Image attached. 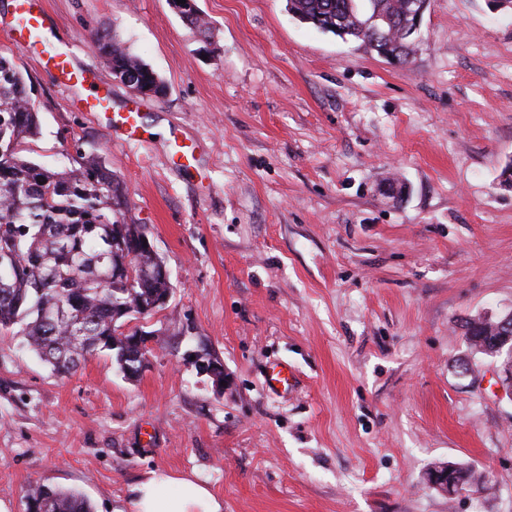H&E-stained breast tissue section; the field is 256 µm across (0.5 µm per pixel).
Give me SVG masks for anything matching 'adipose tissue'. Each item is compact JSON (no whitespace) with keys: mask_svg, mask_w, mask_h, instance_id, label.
<instances>
[{"mask_svg":"<svg viewBox=\"0 0 512 512\" xmlns=\"http://www.w3.org/2000/svg\"><path fill=\"white\" fill-rule=\"evenodd\" d=\"M130 512H224V499L185 474L151 470L129 488Z\"/></svg>","mask_w":512,"mask_h":512,"instance_id":"1","label":"adipose tissue"}]
</instances>
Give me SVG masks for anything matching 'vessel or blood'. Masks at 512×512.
Here are the masks:
<instances>
[{
  "label": "vessel or blood",
  "instance_id": "1",
  "mask_svg": "<svg viewBox=\"0 0 512 512\" xmlns=\"http://www.w3.org/2000/svg\"><path fill=\"white\" fill-rule=\"evenodd\" d=\"M43 4L44 0H14L10 31L15 46L43 58L45 67L62 83L91 86L92 92L84 101L86 110H106L110 96L97 88V72L89 67L76 66L68 47L50 46ZM141 119L138 109L120 112L111 120L108 130L123 138L134 139L141 128Z\"/></svg>",
  "mask_w": 512,
  "mask_h": 512
}]
</instances>
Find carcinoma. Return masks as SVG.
<instances>
[{"instance_id": "obj_1", "label": "carcinoma", "mask_w": 512, "mask_h": 512, "mask_svg": "<svg viewBox=\"0 0 512 512\" xmlns=\"http://www.w3.org/2000/svg\"><path fill=\"white\" fill-rule=\"evenodd\" d=\"M288 0L299 21L342 39L362 42L379 54L410 61L403 49V0ZM377 13L393 20L380 34L367 22ZM184 23L201 35L210 31L199 9L178 10ZM97 54L113 75L134 86L163 94L165 85L143 60L126 51L109 34L91 37ZM30 78L9 52H0V335L20 334L27 347L58 377L108 352L125 373L150 350L134 340L136 331L116 335L113 328L137 317L152 318L164 305L155 301L172 290L171 282L152 279L128 283L123 272L140 274L162 260L138 235L129 217L131 201L123 181L102 155L78 156L77 166L49 169L27 156L28 144L40 134L39 113L28 90ZM491 318L462 325L472 354L491 356L499 333ZM447 476L463 491L479 489L481 474L466 463L436 462L425 472ZM27 512H93L89 500L74 490L35 484L26 491Z\"/></svg>"}]
</instances>
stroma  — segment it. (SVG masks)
<instances>
[{
  "label": "stroma",
  "mask_w": 512,
  "mask_h": 512,
  "mask_svg": "<svg viewBox=\"0 0 512 512\" xmlns=\"http://www.w3.org/2000/svg\"><path fill=\"white\" fill-rule=\"evenodd\" d=\"M46 4L75 65L97 69L112 112L141 106L142 127L109 136L84 89L24 54L41 120L30 156L61 169L102 152L173 294L134 380L104 354L60 378L0 336L6 512H25L34 483L128 512L152 469L196 476L224 512H512L501 363L458 371L462 323L512 311V9L430 0L401 66L299 22L287 0H198L207 45L170 0ZM95 32L164 93L116 82ZM205 350L229 390L196 366ZM277 363L295 375L284 393L265 383ZM458 460L484 473L479 492L425 485L431 463Z\"/></svg>",
  "instance_id": "1"
}]
</instances>
